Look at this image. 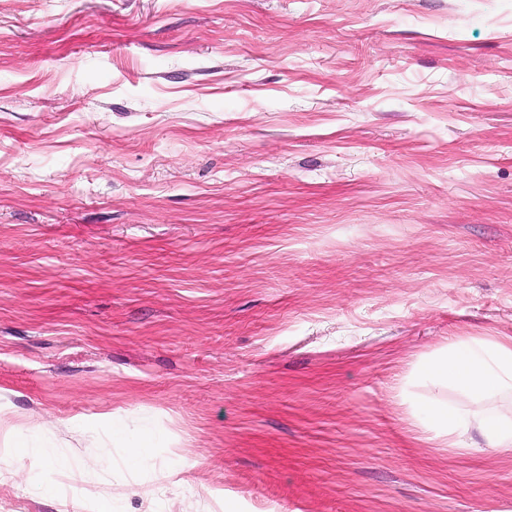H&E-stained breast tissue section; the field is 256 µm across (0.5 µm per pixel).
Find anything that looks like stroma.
Wrapping results in <instances>:
<instances>
[{
	"mask_svg": "<svg viewBox=\"0 0 512 512\" xmlns=\"http://www.w3.org/2000/svg\"><path fill=\"white\" fill-rule=\"evenodd\" d=\"M505 337L512 0H0V512H512ZM421 372L437 384L454 389L472 406L466 412L438 399H425L424 420L431 429L450 435L474 426L490 448H512V420L485 406L491 395L512 391L511 341L493 343L474 338L455 342L448 346V353L427 361Z\"/></svg>",
	"mask_w": 512,
	"mask_h": 512,
	"instance_id": "1",
	"label": "stroma"
}]
</instances>
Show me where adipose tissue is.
Here are the masks:
<instances>
[{"instance_id":"obj_1","label":"adipose tissue","mask_w":512,"mask_h":512,"mask_svg":"<svg viewBox=\"0 0 512 512\" xmlns=\"http://www.w3.org/2000/svg\"><path fill=\"white\" fill-rule=\"evenodd\" d=\"M423 376L454 389L471 404L470 412L428 398L423 402L425 420L435 432L446 435L475 427L487 446L512 448V420L487 409L485 402L496 393L512 391V342L482 339L458 341L445 355L427 361Z\"/></svg>"}]
</instances>
